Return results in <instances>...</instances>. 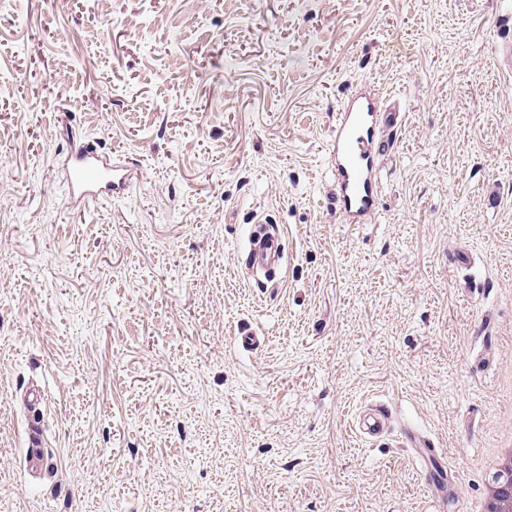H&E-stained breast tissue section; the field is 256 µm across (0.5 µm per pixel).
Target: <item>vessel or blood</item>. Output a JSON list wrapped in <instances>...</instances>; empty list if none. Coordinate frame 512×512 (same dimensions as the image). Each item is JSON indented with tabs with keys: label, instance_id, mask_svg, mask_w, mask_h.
<instances>
[{
	"label": "vessel or blood",
	"instance_id": "vessel-or-blood-1",
	"mask_svg": "<svg viewBox=\"0 0 512 512\" xmlns=\"http://www.w3.org/2000/svg\"><path fill=\"white\" fill-rule=\"evenodd\" d=\"M401 118V112L395 110L378 111L373 99L363 93L348 96L337 111L327 151L332 159V199L344 222L378 211L382 182L376 159L394 147L393 139L380 137L379 131L396 127ZM65 175L74 196L83 200L135 180L134 169L120 159L106 158L91 145L71 153L65 164ZM282 241L283 235L277 230L251 236L248 265L255 270L275 269L282 257ZM356 428L362 436L377 437L388 431V418L382 409L372 407L358 416Z\"/></svg>",
	"mask_w": 512,
	"mask_h": 512
}]
</instances>
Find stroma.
<instances>
[{
	"label": "stroma",
	"instance_id": "obj_1",
	"mask_svg": "<svg viewBox=\"0 0 512 512\" xmlns=\"http://www.w3.org/2000/svg\"><path fill=\"white\" fill-rule=\"evenodd\" d=\"M508 15L512 0L0 8V499L477 512L512 431ZM355 91L403 114L372 224L341 222L326 176ZM87 142L138 178L77 208L59 161ZM260 221L286 232L278 288L244 274ZM241 326L266 345L240 349ZM370 406L379 439L355 432ZM356 428L364 437L383 435L389 429L387 415L380 408H369L358 416Z\"/></svg>",
	"mask_w": 512,
	"mask_h": 512
}]
</instances>
